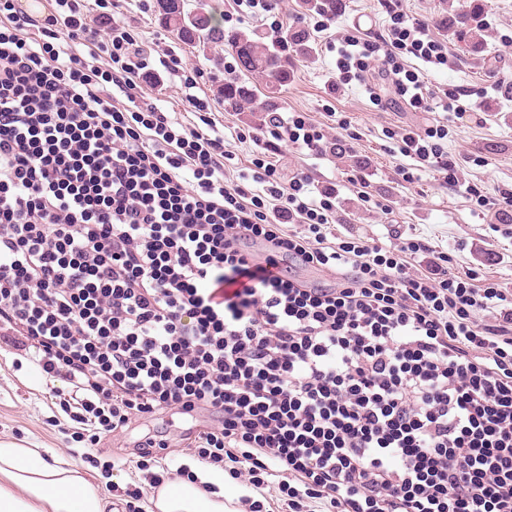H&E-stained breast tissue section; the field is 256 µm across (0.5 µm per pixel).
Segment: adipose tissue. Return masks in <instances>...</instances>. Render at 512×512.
<instances>
[{
	"mask_svg": "<svg viewBox=\"0 0 512 512\" xmlns=\"http://www.w3.org/2000/svg\"><path fill=\"white\" fill-rule=\"evenodd\" d=\"M200 484L175 482L159 489L155 512H224V472L204 469ZM0 512H119L89 476L62 457L0 441Z\"/></svg>",
	"mask_w": 512,
	"mask_h": 512,
	"instance_id": "1",
	"label": "adipose tissue"
}]
</instances>
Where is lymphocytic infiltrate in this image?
<instances>
[{
  "label": "lymphocytic infiltrate",
  "instance_id": "obj_1",
  "mask_svg": "<svg viewBox=\"0 0 512 512\" xmlns=\"http://www.w3.org/2000/svg\"><path fill=\"white\" fill-rule=\"evenodd\" d=\"M381 5L382 32L331 39L335 87L379 106L382 81L397 105L463 117L464 90L427 77L447 41ZM105 7L0 0V339L69 383L62 407L92 438L208 413L192 445L247 487L242 506L272 484L287 512H512V303L424 240L336 234L335 188L272 162L280 142L335 153L345 120L266 113L237 132L255 151L231 174L201 72L166 53L189 109L149 102L150 57L101 27ZM447 137L402 128V181L428 169L512 207V187L460 180Z\"/></svg>",
  "mask_w": 512,
  "mask_h": 512
}]
</instances>
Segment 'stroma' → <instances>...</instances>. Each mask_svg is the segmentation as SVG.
I'll return each mask as SVG.
<instances>
[{
  "label": "stroma",
  "instance_id": "35a3bbf8",
  "mask_svg": "<svg viewBox=\"0 0 512 512\" xmlns=\"http://www.w3.org/2000/svg\"><path fill=\"white\" fill-rule=\"evenodd\" d=\"M470 0H404L408 15L429 19L434 33L447 39L453 56L451 68L430 72V83L456 85L465 89L485 86L487 74L497 69L512 72V54L502 44L512 41V0H483L486 31L485 50L473 53L446 26L449 9L462 10ZM112 16L124 22L150 49L154 60L142 82L144 91L168 112L185 111L187 104L178 77L160 64L163 50L175 51L202 74V88L216 94L225 79L224 63L233 60L228 43L202 47L176 39L160 20L156 0H111ZM363 17L371 30L388 22L379 0H343L334 29L354 32L355 17ZM285 27L309 30L315 39L312 58H296L293 77L277 94L279 112H304L314 121L328 125L333 118L350 124L354 139L340 156L317 159L293 147H282L275 155L278 167L311 170L320 180L334 183L337 207L343 224L336 232H360L385 238L400 235L426 239L448 252L450 272L473 269L496 284L512 299V223H504L498 209L478 206L452 187L441 185L436 173L426 171L414 183L399 181L395 169L404 158L392 151L393 140L385 132L402 126L424 130L437 122L448 124V156L463 168L466 179L481 184L485 192L512 184V95L489 91L482 102V123L465 122L445 112H409L373 104L364 86L353 85L344 92L331 90L336 55L329 52V33L316 30L312 11L301 0H285L279 17ZM365 182L375 196L385 200L391 214L367 209L358 197V182ZM69 387L58 379H46L32 362L16 355L0 342V440L14 441L29 448H44L63 456L77 469L96 473L100 493L125 501L126 490L139 487L143 494L139 512H155L153 491L136 467L134 448L146 434L168 433L171 442L165 464L166 482L183 480V471L197 462L194 449L180 436L193 426L190 416L167 411L133 422L123 434L102 435L96 445L80 441L78 423L59 406Z\"/></svg>",
  "mask_w": 512,
  "mask_h": 512
}]
</instances>
